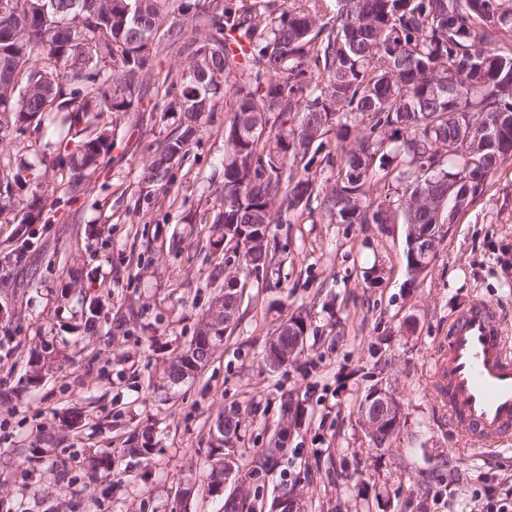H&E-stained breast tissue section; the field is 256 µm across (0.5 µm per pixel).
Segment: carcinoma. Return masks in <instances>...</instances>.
I'll list each match as a JSON object with an SVG mask.
<instances>
[{
	"mask_svg": "<svg viewBox=\"0 0 512 512\" xmlns=\"http://www.w3.org/2000/svg\"><path fill=\"white\" fill-rule=\"evenodd\" d=\"M110 0H56L62 14L81 12L87 25L47 22L39 0H13L0 12V73L20 75L13 88L0 80V143L44 122L77 127L75 151L59 141L56 177L71 189L94 172L112 149L114 129L103 113L139 107L159 49L176 48L187 64L180 86H169L166 111L181 113L179 133L160 142L142 182L167 190L172 162L185 156L214 111L219 90L233 103L224 122V187L206 248L230 246L249 276L271 266L268 243L246 248L242 236L270 238L288 215L320 205L337 224H403L406 268L435 250L453 224L486 195L499 167L512 160V0H302L279 10L275 0H143L128 13ZM182 16L178 20L174 15ZM112 67H98L100 46ZM336 138L331 187L320 188L313 145ZM0 176V215L15 210L11 183ZM47 198L26 204L21 223L41 219ZM306 329L297 312L280 323L266 361L287 346V322ZM201 319L189 348L172 358L162 379L176 385L199 374L224 341L226 328L206 338ZM27 384L59 367L47 347L29 352ZM146 424L128 438L127 453L145 458L154 446ZM288 454L256 451L257 476ZM248 489L224 499L222 512H254Z\"/></svg>",
	"mask_w": 512,
	"mask_h": 512,
	"instance_id": "obj_1",
	"label": "carcinoma"
}]
</instances>
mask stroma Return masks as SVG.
<instances>
[{
    "label": "stroma",
    "mask_w": 512,
    "mask_h": 512,
    "mask_svg": "<svg viewBox=\"0 0 512 512\" xmlns=\"http://www.w3.org/2000/svg\"><path fill=\"white\" fill-rule=\"evenodd\" d=\"M149 94L118 116L120 136L76 199L54 190V149L27 130L0 145V169L28 167L51 186L46 222L0 219V512H218L209 490L208 431L237 414L239 482L271 503L300 470L308 512H487L512 485V451L474 454L431 390L434 345L448 319L473 300L494 304L512 328V161L463 214L429 270L410 280L401 224H336L314 203L278 225L268 272L246 280L237 322L205 371L169 391L158 383L186 347L234 263L201 239L220 209L224 123L217 99L204 132L170 170L166 197L147 196L141 172L178 113ZM21 258L7 256L17 232ZM384 270L373 288L365 268ZM100 304L86 324L90 301ZM137 322H124L128 310ZM307 314L306 344L286 368L263 360L278 323ZM46 344L59 368L26 387L31 347ZM392 359L390 375L379 363ZM390 382L406 423L385 453L371 451L357 407ZM292 392L304 416L274 472L250 477L267 447L280 398ZM154 423L149 458L125 456L130 432ZM112 470L93 475L92 458Z\"/></svg>",
    "instance_id": "stroma-1"
}]
</instances>
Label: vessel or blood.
Wrapping results in <instances>:
<instances>
[{
  "mask_svg": "<svg viewBox=\"0 0 512 512\" xmlns=\"http://www.w3.org/2000/svg\"><path fill=\"white\" fill-rule=\"evenodd\" d=\"M435 354L434 398L449 424L477 450L512 443V339L496 308L477 301L456 312Z\"/></svg>",
  "mask_w": 512,
  "mask_h": 512,
  "instance_id": "1",
  "label": "vessel or blood"
}]
</instances>
